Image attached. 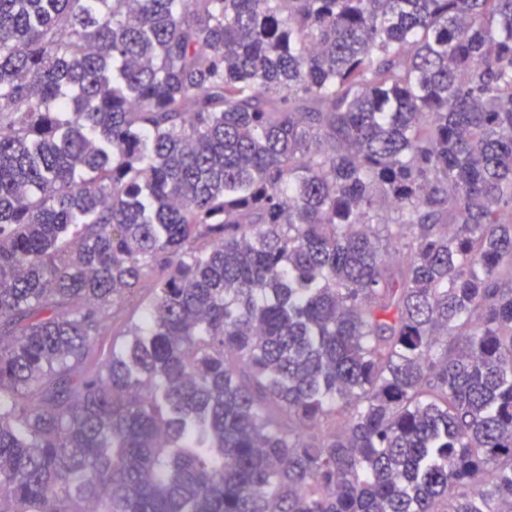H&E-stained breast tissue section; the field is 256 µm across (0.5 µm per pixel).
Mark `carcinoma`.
Listing matches in <instances>:
<instances>
[{
	"label": "carcinoma",
	"mask_w": 512,
	"mask_h": 512,
	"mask_svg": "<svg viewBox=\"0 0 512 512\" xmlns=\"http://www.w3.org/2000/svg\"><path fill=\"white\" fill-rule=\"evenodd\" d=\"M0 512H512V0H0ZM154 299V291L150 283H145L137 293L128 299L124 307V313L121 320H118L114 325L112 321L108 322L106 326L101 329L104 336H112L113 332H119L122 323L138 322L146 315L150 305Z\"/></svg>",
	"instance_id": "1"
}]
</instances>
